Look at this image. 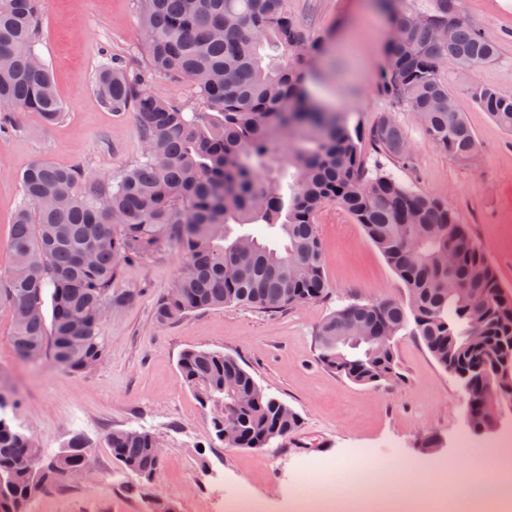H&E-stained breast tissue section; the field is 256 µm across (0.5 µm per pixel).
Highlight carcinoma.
<instances>
[{
	"instance_id": "obj_1",
	"label": "carcinoma",
	"mask_w": 512,
	"mask_h": 512,
	"mask_svg": "<svg viewBox=\"0 0 512 512\" xmlns=\"http://www.w3.org/2000/svg\"><path fill=\"white\" fill-rule=\"evenodd\" d=\"M146 72L190 82L202 108L187 111L148 90L125 60L109 57L95 73V88L114 112L137 113L145 148L140 160L115 179L82 192L79 166L38 160L20 176L23 199L10 228L12 268L0 279V302L14 321L12 343L21 361L49 357L68 373L102 356L103 307H125L134 295L115 289L122 267L174 245L181 268L155 308L165 325L197 310L245 306L277 313L301 300L328 296L323 248L315 224L321 206L334 202L360 224L395 272L414 310L397 301L370 303L359 321L382 340L407 329L443 368L471 372L493 361L512 362V293L472 241L466 225L440 199L417 193L388 173L367 175L359 126L320 111L309 96L311 74L295 62L317 51L288 14L286 0H138ZM401 37L388 41L382 89L419 118L427 138L465 162L477 151L464 113L454 103L440 67L457 56L461 68L487 64L496 43L468 24L458 0H434L427 12L378 0ZM450 40L434 35L432 21L448 18ZM37 0H0V115L22 109L47 124L61 117L62 101L38 52ZM475 104L512 132V97L480 86ZM298 147L279 164L285 134ZM374 147L398 158L401 129L382 118L369 130ZM260 224L283 242L272 247L232 225ZM451 252L455 263L442 265ZM454 277L481 290L483 309L465 293L448 295ZM50 295L51 319L43 312ZM346 307L333 310L315 333L322 367L364 385L399 378L394 349H342L322 340L349 334ZM178 369L200 403L210 408L215 436L224 440V411L239 429L238 447L268 448L272 439L300 426V415L274 396H257L253 376L220 351H183ZM13 394L0 383V512H28L40 494L62 486V472L80 467L91 448L72 435L55 454L61 472L47 483L36 477L40 451L33 435L14 423ZM112 458L137 480L162 466L147 429L106 435Z\"/></svg>"
}]
</instances>
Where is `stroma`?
Segmentation results:
<instances>
[{
    "mask_svg": "<svg viewBox=\"0 0 512 512\" xmlns=\"http://www.w3.org/2000/svg\"><path fill=\"white\" fill-rule=\"evenodd\" d=\"M287 6L309 41L322 46L309 59L312 100L365 133L383 117L399 126L412 148L409 157L369 146L368 168L442 200L512 292V133L472 99L482 85L512 96V0H459L462 18L498 44L495 61L465 69L450 65L442 73L476 136L478 151L468 162L432 145L415 114L382 90L389 25L377 0H287ZM36 25L63 114L47 125L38 113L18 111L10 132L0 135V278L12 264L8 242L22 199L20 176L33 161L82 166L90 186L119 175L142 150L135 112L111 111L94 86L103 54L121 57L134 69L144 65L138 0H37ZM316 224L326 299L273 316L240 306L203 309L162 326L153 309L180 267L175 248L166 246L124 267L117 287L135 299L108 314L104 355L78 374L46 360L19 362L12 315L0 304V380L14 389L17 424L32 432L47 455L82 431L95 460L84 480L40 495L29 512H150L158 496L172 501L177 512H221L224 500L242 492L261 503V512H292L294 497L317 495L334 467L367 474L403 466L430 470L439 463L452 479L463 443L490 447L487 436L467 427L461 386L417 337H397L400 378L391 384H356L319 365L315 331L330 311L354 300L402 301L406 295L350 214L328 203ZM189 348L236 358L300 415V427L261 451L226 446L179 374L178 359ZM126 428L154 432L164 449L156 478L135 493L129 490L133 477L120 472L105 442L108 432ZM428 438L442 440V447L425 450Z\"/></svg>",
    "mask_w": 512,
    "mask_h": 512,
    "instance_id": "stroma-1",
    "label": "stroma"
}]
</instances>
